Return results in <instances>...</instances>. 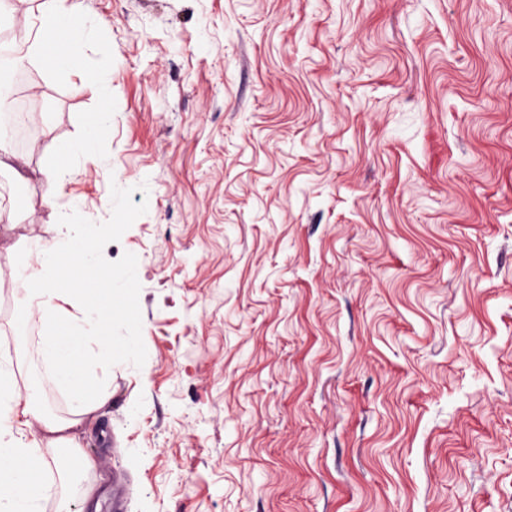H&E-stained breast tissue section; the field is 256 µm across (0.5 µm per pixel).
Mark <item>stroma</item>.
I'll return each mask as SVG.
<instances>
[{"label": "stroma", "mask_w": 512, "mask_h": 512, "mask_svg": "<svg viewBox=\"0 0 512 512\" xmlns=\"http://www.w3.org/2000/svg\"><path fill=\"white\" fill-rule=\"evenodd\" d=\"M82 3L84 76L23 68L0 167V272L79 224L126 290L43 512H512V0ZM43 334L0 285L66 418ZM107 111L98 113L90 122L86 124V131L83 139L76 145L60 144L53 154L48 157L43 165L42 173L47 182L46 201L50 202L60 191L61 185L58 181V174L63 167L61 161L70 159L77 153L84 157H91L96 151L97 143L107 126Z\"/></svg>", "instance_id": "obj_1"}]
</instances>
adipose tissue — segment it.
<instances>
[{
    "mask_svg": "<svg viewBox=\"0 0 512 512\" xmlns=\"http://www.w3.org/2000/svg\"><path fill=\"white\" fill-rule=\"evenodd\" d=\"M27 31L30 47L27 54L16 58L19 67L43 59L58 70L76 69L91 39L80 0H42L27 18ZM106 125V113L97 114L87 123L78 144L58 145L46 159L47 198H54L61 189L58 174L63 160L77 154L93 156ZM102 273L95 251L86 247L76 226L64 224L57 240L40 244L35 267L12 274L27 303L43 319L45 336L39 355L51 368V383L78 387L79 393L70 418L56 419L37 403L35 394L21 395L10 383V372L0 368V428L16 423L42 437L38 445L20 442L0 448V512H41L47 483L40 445L75 447L74 428L103 401L101 390L83 387L81 373L84 333L99 330L108 317L90 298L89 283Z\"/></svg>",
    "mask_w": 512,
    "mask_h": 512,
    "instance_id": "obj_1",
    "label": "adipose tissue"
}]
</instances>
